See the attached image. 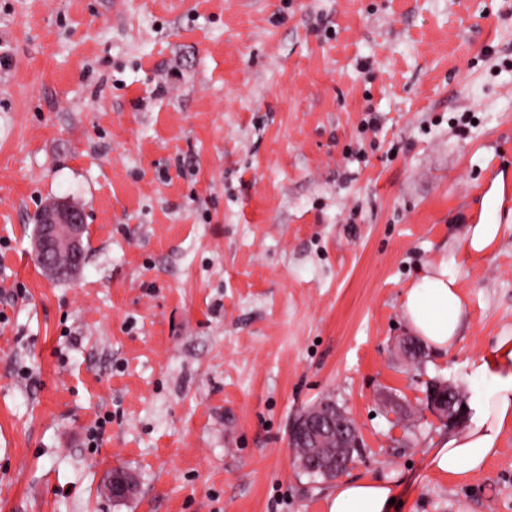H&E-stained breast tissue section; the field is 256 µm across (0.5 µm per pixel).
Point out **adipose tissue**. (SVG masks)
<instances>
[{"instance_id": "1", "label": "adipose tissue", "mask_w": 512, "mask_h": 512, "mask_svg": "<svg viewBox=\"0 0 512 512\" xmlns=\"http://www.w3.org/2000/svg\"><path fill=\"white\" fill-rule=\"evenodd\" d=\"M503 178L485 190L475 223L462 235L465 256L481 259L497 246L512 209L504 207ZM461 266L455 256L427 264L403 303V314L416 336L430 348L452 349L460 333L465 306L459 287ZM480 382L469 403V417L461 432L448 434L433 448L429 464L437 472L464 478L484 469L512 430V335L496 339L491 354L476 362ZM394 489L383 480L345 481L328 501V512H390Z\"/></svg>"}]
</instances>
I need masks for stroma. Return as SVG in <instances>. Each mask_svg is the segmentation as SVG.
I'll list each match as a JSON object with an SVG mask.
<instances>
[{
	"label": "stroma",
	"mask_w": 512,
	"mask_h": 512,
	"mask_svg": "<svg viewBox=\"0 0 512 512\" xmlns=\"http://www.w3.org/2000/svg\"><path fill=\"white\" fill-rule=\"evenodd\" d=\"M4 54L0 512H328L288 443L324 399L394 512H512V433L459 482L429 454L466 419L426 409L512 332L511 228L462 265L454 350L400 347L512 179V0H0ZM57 199L87 222L62 281L32 249ZM505 185L503 174L497 176L485 190L478 218L474 224H465L462 235L463 254L472 259L489 255L497 246L504 226L512 224V209H504ZM503 215H508L503 223Z\"/></svg>",
	"instance_id": "obj_1"
}]
</instances>
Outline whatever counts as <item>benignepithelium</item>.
<instances>
[{
    "label": "benign epithelium",
    "mask_w": 512,
    "mask_h": 512,
    "mask_svg": "<svg viewBox=\"0 0 512 512\" xmlns=\"http://www.w3.org/2000/svg\"><path fill=\"white\" fill-rule=\"evenodd\" d=\"M83 232L82 217L67 202L60 200L48 205L34 241V255L39 266L53 276L59 274L57 256L65 252L72 258V268L80 267L85 255ZM428 408L437 417L446 416L451 420L455 416L453 403L438 389L430 391ZM331 410L332 402L325 401L296 421L289 431L290 447L297 448L307 436L322 433L323 423L329 419Z\"/></svg>",
    "instance_id": "benign-epithelium-1"
}]
</instances>
